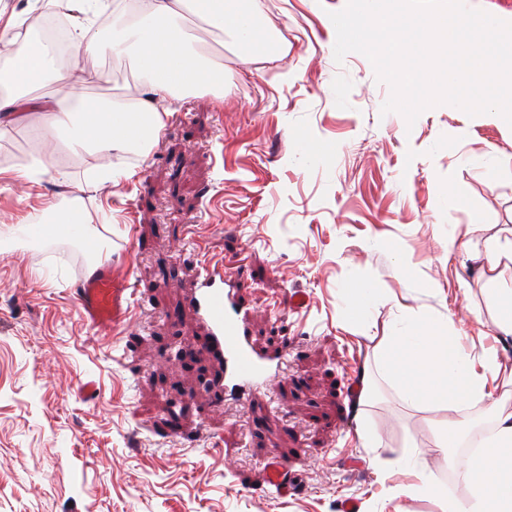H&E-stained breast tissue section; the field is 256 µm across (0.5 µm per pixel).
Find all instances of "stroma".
Wrapping results in <instances>:
<instances>
[{
	"label": "stroma",
	"instance_id": "obj_1",
	"mask_svg": "<svg viewBox=\"0 0 512 512\" xmlns=\"http://www.w3.org/2000/svg\"><path fill=\"white\" fill-rule=\"evenodd\" d=\"M283 52L242 57L196 17L187 37L224 65V96L173 102L148 155H113L118 185L93 189L97 161L43 156L37 126L0 138L42 155L36 189L0 178V226L39 221L44 207L78 198L90 232L133 288L125 327L83 322L69 288L91 252L82 243L8 240L0 247V512H441L391 496L408 482L396 459L417 448L439 480V412L403 401L374 370L376 339L401 309L452 315L467 350L493 349L499 391L512 392V341L497 340L491 299L512 289V260L485 275L489 238L512 240V128L438 105L414 125L381 106L391 90L359 53L336 63L330 13L344 0H260ZM76 68L87 95L114 101L135 85L127 56L88 54ZM305 136L327 153L301 155ZM467 184L468 209L444 201ZM495 211L482 227L473 212ZM244 284L251 338L281 355L278 377L250 400L214 392L219 365L196 351L201 331L182 284L214 261ZM380 301L356 327L339 308L346 283ZM305 293L306 309L289 297ZM373 393L353 401L360 369ZM96 382L95 399L83 394ZM380 445L364 447L361 421ZM299 487L276 494L269 457Z\"/></svg>",
	"mask_w": 512,
	"mask_h": 512
}]
</instances>
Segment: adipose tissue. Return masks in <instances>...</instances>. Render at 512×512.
Segmentation results:
<instances>
[{
	"instance_id": "adipose-tissue-1",
	"label": "adipose tissue",
	"mask_w": 512,
	"mask_h": 512,
	"mask_svg": "<svg viewBox=\"0 0 512 512\" xmlns=\"http://www.w3.org/2000/svg\"><path fill=\"white\" fill-rule=\"evenodd\" d=\"M79 2L82 16L72 23L71 54L76 58L100 52L132 55L141 80L128 103L106 105L90 98L79 76L54 79L49 48L32 37L39 16L24 21L30 31L25 38L15 35L22 21L13 18L0 30L11 61L0 70V86L5 89L0 95V135H5L8 118L24 101L25 91L55 80L53 104L32 107L30 117L39 122L46 137L66 140L72 153L98 157L101 187L117 184L121 176L108 163L113 153L142 155L158 140L165 127L159 102L223 87V66L184 37L180 22L185 13L233 35L245 57L264 56L279 46L275 30L260 21L259 0H142L139 18L106 40L98 39L94 31L105 0ZM375 359L382 376L408 403L443 412L436 432L440 450L459 446L466 428L459 416L462 409L486 402L493 413L494 428L481 439L478 453L459 463L469 478L466 500L452 496L416 454L399 463L413 475V483L395 486L393 495L434 499L442 512H512V411L506 410V397L497 395L490 383L500 371L496 354L474 355L463 346L452 320L410 311L386 330L375 348Z\"/></svg>"
}]
</instances>
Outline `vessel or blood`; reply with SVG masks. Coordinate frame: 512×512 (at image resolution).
I'll use <instances>...</instances> for the list:
<instances>
[{
	"label": "vessel or blood",
	"instance_id": "obj_1",
	"mask_svg": "<svg viewBox=\"0 0 512 512\" xmlns=\"http://www.w3.org/2000/svg\"><path fill=\"white\" fill-rule=\"evenodd\" d=\"M240 283L223 266L209 267L205 275L189 289L186 300L204 327L197 341L222 368L223 378L216 389L233 383L256 392L266 390L278 359L253 348L248 338V321L237 303ZM73 293L83 322L93 329L125 326L131 316L132 290L126 278L116 276L111 262L97 264L94 270L82 271Z\"/></svg>",
	"mask_w": 512,
	"mask_h": 512
}]
</instances>
